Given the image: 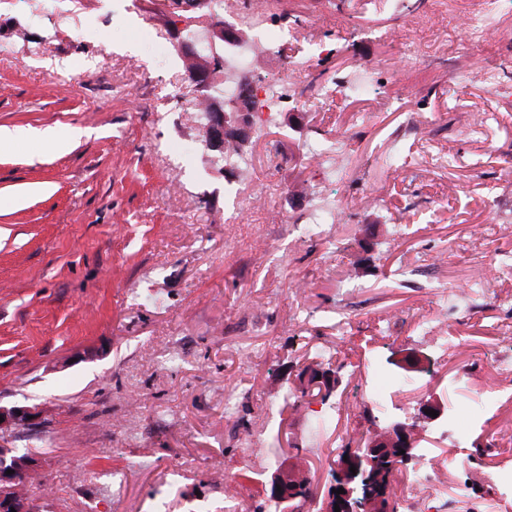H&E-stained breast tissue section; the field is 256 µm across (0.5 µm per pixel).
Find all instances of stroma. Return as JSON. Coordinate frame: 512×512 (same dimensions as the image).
I'll return each instance as SVG.
<instances>
[{"instance_id":"1","label":"stroma","mask_w":512,"mask_h":512,"mask_svg":"<svg viewBox=\"0 0 512 512\" xmlns=\"http://www.w3.org/2000/svg\"><path fill=\"white\" fill-rule=\"evenodd\" d=\"M477 0H268L296 104L253 132L251 176L211 161L193 83L171 34L170 0H0V128L39 131L0 152V404L41 424L10 445L39 460L26 488L44 512H225L234 488L270 506L275 472L331 483L337 456L432 396L469 411L480 387L512 384V279L468 308L498 256L512 254V0L480 44ZM498 71L487 89L479 69ZM367 70V91L346 78ZM420 114L407 163L392 137ZM82 130L71 150L50 136ZM344 144L341 173L307 154ZM344 199L340 223L306 232L317 192ZM261 196L280 222L247 210ZM460 352L435 355L432 339ZM338 378L315 403L302 369L319 349ZM430 355L388 405L369 371ZM293 391L297 406L283 395ZM233 397L234 413L224 411ZM325 428L313 421L327 406ZM512 391L466 438L425 434L447 464L439 512L458 491L498 495L512 464Z\"/></svg>"}]
</instances>
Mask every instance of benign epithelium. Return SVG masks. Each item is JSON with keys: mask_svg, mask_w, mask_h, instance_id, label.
<instances>
[{"mask_svg": "<svg viewBox=\"0 0 512 512\" xmlns=\"http://www.w3.org/2000/svg\"><path fill=\"white\" fill-rule=\"evenodd\" d=\"M185 28L174 29L173 36L177 41V49L181 56L193 58L198 54L195 42L184 34ZM204 40L214 47L224 46V54L212 53L207 60L205 69L193 74V81L201 89H210L213 77L225 71V62L230 50L244 44V36L232 26L218 24L203 30ZM250 113L240 103H232L230 107L218 105L211 113L207 123L208 150L218 153L224 150V137L230 133L241 136L250 134ZM443 412L445 406L436 398L421 403L419 413L413 421H394L391 426L375 435L365 446L350 448L346 451L348 459H339L334 463L336 488L344 489L339 495H327L324 498L321 512H394V497L380 495L374 491L375 472L380 468L379 458L389 462L387 469L392 475L401 468V461L408 458V451L419 447L423 441L420 422L431 421L433 417L426 410ZM0 512H42V507L34 500L15 494L17 484L33 472L38 466V459L32 455L19 456L15 450L5 446L12 434L21 430H29L39 425L40 413L35 409L13 405H0ZM355 472H350V467ZM13 473H7V470ZM309 484L302 474L276 476L271 482V498L282 508V512H296V500L302 498Z\"/></svg>", "mask_w": 512, "mask_h": 512, "instance_id": "1", "label": "benign epithelium"}]
</instances>
